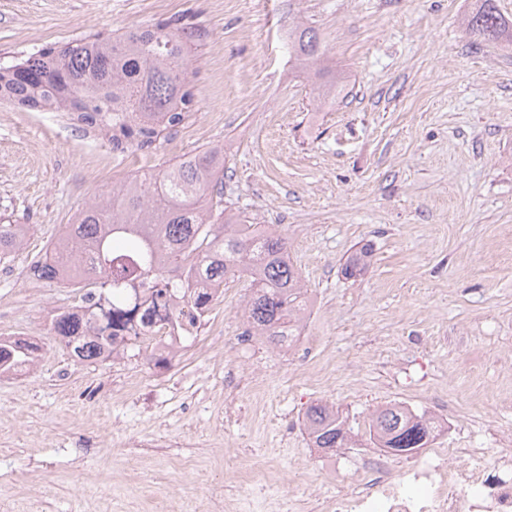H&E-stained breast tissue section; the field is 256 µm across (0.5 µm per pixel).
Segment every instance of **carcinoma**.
<instances>
[{
    "label": "carcinoma",
    "instance_id": "1",
    "mask_svg": "<svg viewBox=\"0 0 512 512\" xmlns=\"http://www.w3.org/2000/svg\"><path fill=\"white\" fill-rule=\"evenodd\" d=\"M479 39L512 42V18L495 0H476L465 17ZM289 53L313 74L324 97L336 89L317 32L292 30ZM190 36L169 22L130 28L115 37H86L0 65V99L31 109L76 115L85 126L110 134L114 148L143 151L189 116ZM224 160L215 149L190 155L148 175H132L90 198L68 225L52 254L34 265L46 281L74 273L89 289L77 311L53 320L59 342L78 363L112 356L138 337L163 328L170 316L193 318L211 311L224 282L246 278L243 308L255 335L275 347L294 335L308 309L307 289L290 258L283 234L249 231L240 215L223 206ZM25 225L0 224V257L24 244ZM371 257L363 245L347 258L343 273L362 275ZM39 346L25 339L0 343V364L26 368ZM314 446L347 445L342 413L315 404L306 413ZM369 436L383 450L411 454L426 447L434 423L398 407L372 414Z\"/></svg>",
    "mask_w": 512,
    "mask_h": 512
}]
</instances>
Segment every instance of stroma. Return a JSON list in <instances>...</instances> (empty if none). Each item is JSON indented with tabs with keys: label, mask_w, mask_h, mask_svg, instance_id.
<instances>
[{
	"label": "stroma",
	"mask_w": 512,
	"mask_h": 512,
	"mask_svg": "<svg viewBox=\"0 0 512 512\" xmlns=\"http://www.w3.org/2000/svg\"><path fill=\"white\" fill-rule=\"evenodd\" d=\"M474 0H0V63L173 18L190 34L194 97L178 151H113L67 114L0 100V217L26 224L0 260V331L35 339L0 376V501L13 512H212L240 469L277 460L270 495H302L325 453L310 405L348 418L338 449H372V411L447 404L471 448L512 432V44L463 24ZM314 28L336 99L313 104L287 31ZM224 146V204L285 234L312 302L310 372L252 343L186 337L157 368L149 343L74 362L51 331L78 289L30 277L62 224L140 165ZM371 243L367 272L341 268ZM241 377L224 382L227 369Z\"/></svg>",
	"instance_id": "stroma-1"
}]
</instances>
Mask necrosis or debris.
<instances>
[{"label":"necrosis or debris","instance_id":"4bbe7bcc","mask_svg":"<svg viewBox=\"0 0 512 512\" xmlns=\"http://www.w3.org/2000/svg\"><path fill=\"white\" fill-rule=\"evenodd\" d=\"M320 482L335 493L315 501L297 497L298 512H512V448H463L454 441L395 472L378 454L347 471L330 460Z\"/></svg>","mask_w":512,"mask_h":512}]
</instances>
